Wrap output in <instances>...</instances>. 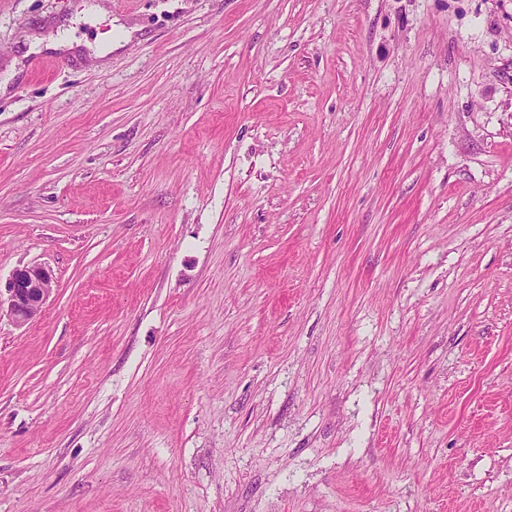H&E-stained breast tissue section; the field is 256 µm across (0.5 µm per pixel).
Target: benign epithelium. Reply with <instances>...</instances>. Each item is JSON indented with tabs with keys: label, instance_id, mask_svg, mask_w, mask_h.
Listing matches in <instances>:
<instances>
[{
	"label": "benign epithelium",
	"instance_id": "obj_1",
	"mask_svg": "<svg viewBox=\"0 0 512 512\" xmlns=\"http://www.w3.org/2000/svg\"><path fill=\"white\" fill-rule=\"evenodd\" d=\"M55 278L50 268L34 264L17 268L7 283V301L0 308L19 326L33 320L54 291Z\"/></svg>",
	"mask_w": 512,
	"mask_h": 512
}]
</instances>
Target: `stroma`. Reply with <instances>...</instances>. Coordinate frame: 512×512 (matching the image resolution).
<instances>
[{
	"label": "stroma",
	"mask_w": 512,
	"mask_h": 512,
	"mask_svg": "<svg viewBox=\"0 0 512 512\" xmlns=\"http://www.w3.org/2000/svg\"><path fill=\"white\" fill-rule=\"evenodd\" d=\"M0 512H512V0H0ZM55 278L50 268L34 264L17 268L7 283V313L19 326L33 320L53 291Z\"/></svg>",
	"instance_id": "35a3bbf8"
}]
</instances>
